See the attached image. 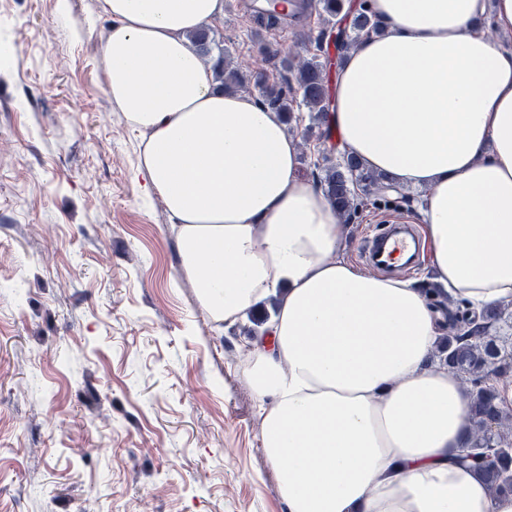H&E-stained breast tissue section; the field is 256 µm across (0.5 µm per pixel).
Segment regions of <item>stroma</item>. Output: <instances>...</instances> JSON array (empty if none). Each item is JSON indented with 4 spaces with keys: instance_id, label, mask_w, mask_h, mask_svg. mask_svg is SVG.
<instances>
[{
    "instance_id": "35a3bbf8",
    "label": "stroma",
    "mask_w": 512,
    "mask_h": 512,
    "mask_svg": "<svg viewBox=\"0 0 512 512\" xmlns=\"http://www.w3.org/2000/svg\"><path fill=\"white\" fill-rule=\"evenodd\" d=\"M224 0L235 65L276 79ZM98 0H0V512H287L243 374L254 337L215 321L185 275L139 136L106 88ZM426 191L362 196L339 259Z\"/></svg>"
}]
</instances>
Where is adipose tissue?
<instances>
[{"label":"adipose tissue","instance_id":"1","mask_svg":"<svg viewBox=\"0 0 512 512\" xmlns=\"http://www.w3.org/2000/svg\"><path fill=\"white\" fill-rule=\"evenodd\" d=\"M108 92L136 175L177 224L216 320L282 300L245 376L288 512H512L462 456L469 402L432 363L445 332L412 282L337 259L338 217L271 109L213 84L186 32L224 0H99ZM330 90L341 149L407 187L434 272L473 312L512 302V0H369ZM502 34L490 39L485 24Z\"/></svg>","mask_w":512,"mask_h":512}]
</instances>
